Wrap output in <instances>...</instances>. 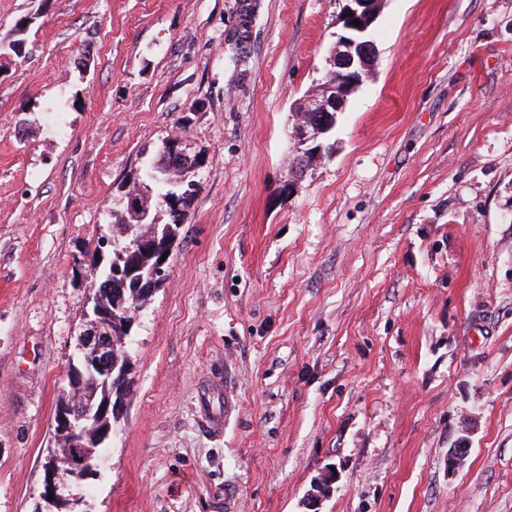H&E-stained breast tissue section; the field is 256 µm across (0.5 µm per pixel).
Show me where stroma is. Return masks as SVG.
Instances as JSON below:
<instances>
[{
	"label": "stroma",
	"instance_id": "35a3bbf8",
	"mask_svg": "<svg viewBox=\"0 0 512 512\" xmlns=\"http://www.w3.org/2000/svg\"><path fill=\"white\" fill-rule=\"evenodd\" d=\"M238 6L0 0V512H67L43 465L84 268L176 131L200 192L79 512H512V0H378L293 184L344 0H260L241 56Z\"/></svg>",
	"mask_w": 512,
	"mask_h": 512
}]
</instances>
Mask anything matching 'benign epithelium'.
I'll use <instances>...</instances> for the list:
<instances>
[{
  "instance_id": "benign-epithelium-1",
  "label": "benign epithelium",
  "mask_w": 512,
  "mask_h": 512,
  "mask_svg": "<svg viewBox=\"0 0 512 512\" xmlns=\"http://www.w3.org/2000/svg\"><path fill=\"white\" fill-rule=\"evenodd\" d=\"M375 0H346L340 22L345 35L339 37L330 58V69L326 72L324 92L311 99L300 111L292 126L291 137L300 144L324 137L336 123V114L341 111L346 98L363 82L368 74L369 62L374 56L373 43L368 41V30L374 22ZM361 25L354 26L352 21ZM162 154L178 161L189 159L183 140L174 135L163 144ZM124 208L136 220V225L145 223L152 204L147 197L130 193L122 199ZM170 269V259L159 261L154 271L146 278L137 275L136 268L127 264L118 270L107 265L109 275L123 282L133 280L140 288L141 295H153L163 284ZM90 309L84 314L81 330L75 336L77 363L66 373L69 389L75 394L62 400L56 406L53 430L67 437L65 448H57L47 454L44 463V496H53L56 502L70 505L62 495V479H83L96 471L101 456L92 447H100L112 434V427L98 430L103 418L112 415L120 421L129 391L127 355H118L116 341L112 336V309L103 305L99 297L89 294ZM112 381L111 395L99 402L81 396L79 388L100 376ZM468 455V444L462 438L448 453V469L458 468Z\"/></svg>"
}]
</instances>
